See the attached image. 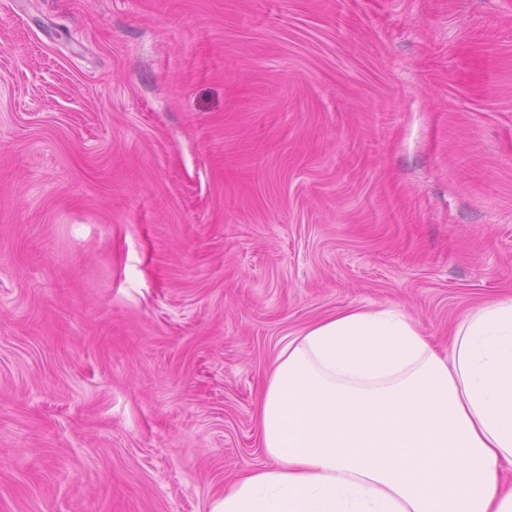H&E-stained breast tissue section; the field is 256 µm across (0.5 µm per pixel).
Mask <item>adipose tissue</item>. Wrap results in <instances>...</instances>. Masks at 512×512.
<instances>
[{
  "mask_svg": "<svg viewBox=\"0 0 512 512\" xmlns=\"http://www.w3.org/2000/svg\"><path fill=\"white\" fill-rule=\"evenodd\" d=\"M255 422L269 465L209 512H512V295L444 351L399 308L337 310L283 342Z\"/></svg>",
  "mask_w": 512,
  "mask_h": 512,
  "instance_id": "ef3b65f1",
  "label": "adipose tissue"
}]
</instances>
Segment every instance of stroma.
Wrapping results in <instances>:
<instances>
[{"label":"stroma","instance_id":"obj_1","mask_svg":"<svg viewBox=\"0 0 512 512\" xmlns=\"http://www.w3.org/2000/svg\"><path fill=\"white\" fill-rule=\"evenodd\" d=\"M512 293V0H0V512H209L281 341Z\"/></svg>","mask_w":512,"mask_h":512}]
</instances>
